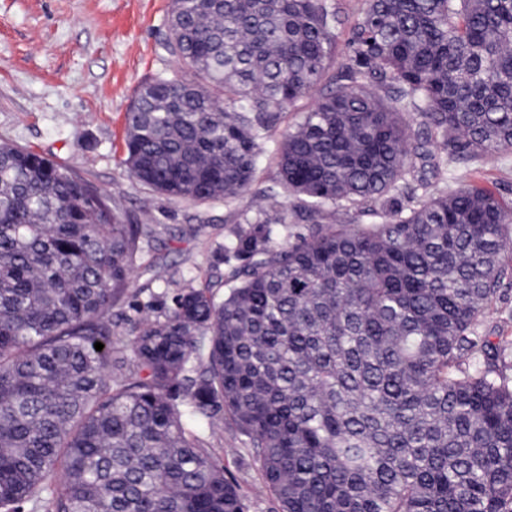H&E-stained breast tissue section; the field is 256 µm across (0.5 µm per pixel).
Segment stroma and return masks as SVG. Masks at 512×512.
<instances>
[{
  "label": "stroma",
  "mask_w": 512,
  "mask_h": 512,
  "mask_svg": "<svg viewBox=\"0 0 512 512\" xmlns=\"http://www.w3.org/2000/svg\"><path fill=\"white\" fill-rule=\"evenodd\" d=\"M170 0H0V142L32 148L112 196L129 224L153 237L139 255L132 288L151 294L209 280L227 229L263 212L288 236L306 234L304 213L281 201L278 170L262 158L250 197L187 202L149 192L121 164L124 114L138 87L177 65L161 44ZM450 185L474 183L512 204V152L496 163L467 160ZM214 460L239 488L247 512H279L260 465L229 421L198 428Z\"/></svg>",
  "instance_id": "stroma-1"
}]
</instances>
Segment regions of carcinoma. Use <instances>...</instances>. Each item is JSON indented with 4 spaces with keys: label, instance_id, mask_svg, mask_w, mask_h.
<instances>
[{
    "label": "carcinoma",
    "instance_id": "cac0c4a2",
    "mask_svg": "<svg viewBox=\"0 0 512 512\" xmlns=\"http://www.w3.org/2000/svg\"><path fill=\"white\" fill-rule=\"evenodd\" d=\"M339 25L336 0H171L179 70L125 112L131 181L244 198L315 93L272 151L284 198L378 221L277 242L246 216L220 279L151 295L125 335L152 230L0 142V512H245L191 428L224 417L281 512H512V343L478 331L512 205L438 183L512 151V0H364L327 81Z\"/></svg>",
    "mask_w": 512,
    "mask_h": 512
}]
</instances>
